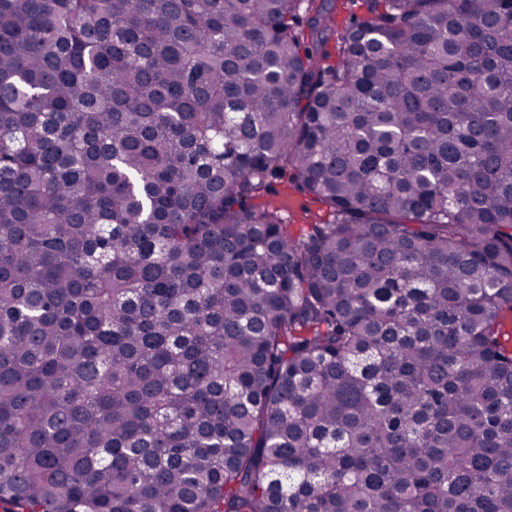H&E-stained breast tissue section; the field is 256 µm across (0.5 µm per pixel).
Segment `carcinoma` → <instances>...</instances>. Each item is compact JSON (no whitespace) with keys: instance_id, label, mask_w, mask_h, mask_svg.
Returning <instances> with one entry per match:
<instances>
[{"instance_id":"carcinoma-1","label":"carcinoma","mask_w":512,"mask_h":512,"mask_svg":"<svg viewBox=\"0 0 512 512\" xmlns=\"http://www.w3.org/2000/svg\"><path fill=\"white\" fill-rule=\"evenodd\" d=\"M364 3L0 0L7 512H512V0ZM357 2H350L339 0L337 7L333 11L332 31L328 38V50L332 53V60L335 58L336 49L334 48L336 42V29L341 28L349 15L354 12L358 15L364 13V6L362 0H355ZM278 189L279 194L271 196L267 201L269 200L272 206L274 204L282 209L292 236L300 237L307 224L328 218V208L309 196L289 188L288 191L283 190V186H279Z\"/></svg>"}]
</instances>
